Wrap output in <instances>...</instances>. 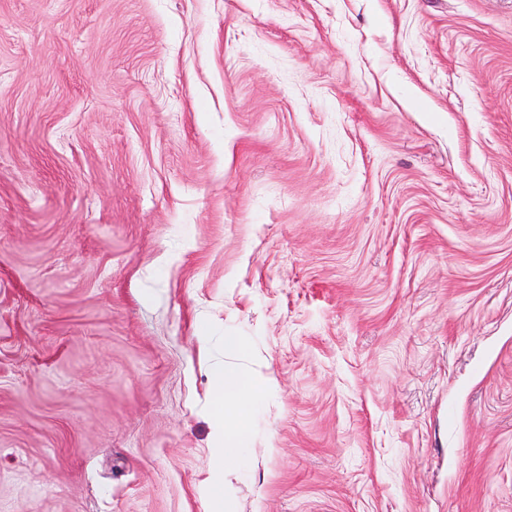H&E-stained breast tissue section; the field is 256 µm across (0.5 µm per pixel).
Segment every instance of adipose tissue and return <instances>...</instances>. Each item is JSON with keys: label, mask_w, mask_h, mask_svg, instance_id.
<instances>
[{"label": "adipose tissue", "mask_w": 512, "mask_h": 512, "mask_svg": "<svg viewBox=\"0 0 512 512\" xmlns=\"http://www.w3.org/2000/svg\"><path fill=\"white\" fill-rule=\"evenodd\" d=\"M241 350L239 337L224 338V356L211 366L215 393L213 405L219 418L237 417L240 410L256 407L259 397L253 388L250 375L234 358Z\"/></svg>", "instance_id": "adipose-tissue-1"}]
</instances>
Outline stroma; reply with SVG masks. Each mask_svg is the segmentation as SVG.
Here are the masks:
<instances>
[{
	"mask_svg": "<svg viewBox=\"0 0 512 512\" xmlns=\"http://www.w3.org/2000/svg\"><path fill=\"white\" fill-rule=\"evenodd\" d=\"M512 512V0H0V512ZM239 337L224 336V360L218 359L211 366L215 393L213 405L216 415L222 420L233 417L238 424L235 429L224 426V459L222 472L233 471L240 462V450L247 438L246 431L238 420L240 410L254 408L260 397L255 393L251 376L242 369L232 358L240 353Z\"/></svg>",
	"mask_w": 512,
	"mask_h": 512,
	"instance_id": "stroma-1",
	"label": "stroma"
}]
</instances>
